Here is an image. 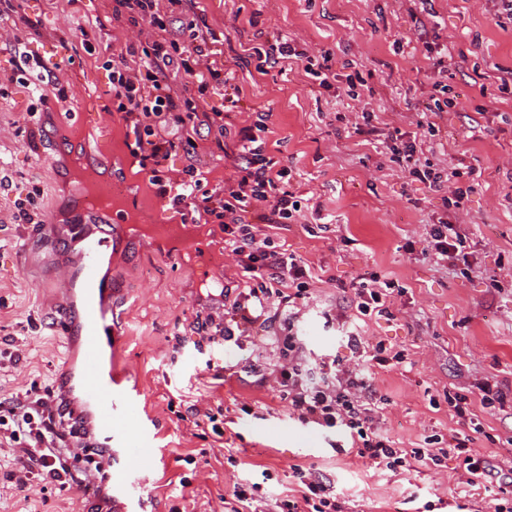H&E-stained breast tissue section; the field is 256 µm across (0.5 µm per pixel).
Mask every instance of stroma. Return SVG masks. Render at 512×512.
Masks as SVG:
<instances>
[{
  "label": "stroma",
  "instance_id": "stroma-1",
  "mask_svg": "<svg viewBox=\"0 0 512 512\" xmlns=\"http://www.w3.org/2000/svg\"><path fill=\"white\" fill-rule=\"evenodd\" d=\"M217 39L211 52L227 63L238 103L224 136L201 133L189 153L168 163L178 178L195 160L209 186L236 176L238 131L254 112L272 113L268 150L292 171L310 203L296 223L277 229L289 252L313 274L295 320L304 363L331 359L366 364L349 335L403 352L393 370L375 369L374 386L387 403L376 427L402 448H420L427 436L458 430L444 392L471 398L482 426L473 448L499 461L512 440V87L501 90L497 70H512V20L496 0H192ZM114 0H0V402L30 386L67 383L80 391L81 352L76 337L57 323L65 305L80 306L81 281L61 282L72 245L54 239L66 222L98 228L104 215L75 209L86 188L69 162L123 187L113 204V244L103 272L112 297L126 312L123 343L112 368L125 373L141 396L134 408L151 432L156 468L146 481L143 512H219L221 495L252 481L254 497L290 487L293 466L310 468L343 512H493L498 491L462 492L460 460L438 468L374 469L349 453L342 429L301 423L252 368L275 364L282 319L251 337L215 349L192 323L223 301L225 287L242 276L224 252L216 224L182 222L169 199L157 195L126 146L120 114L100 118L94 102L108 91L103 64L113 47L148 40L147 26L114 19ZM38 22L31 30L30 22ZM84 27L85 35L71 31ZM290 40L312 56L328 54L337 83L353 79L357 101L323 90L292 69L258 70V50ZM447 49L444 71L434 75L427 47ZM51 66L50 80L67 92L28 115L31 91L13 82L22 60ZM448 86L452 109L419 120L433 107L434 79ZM373 113V133L354 131L361 112ZM40 129L36 142L27 130ZM401 130L422 158L441 166H468L460 182L470 192L460 211L448 210L443 192L411 180L392 162L388 136ZM40 187L41 223L18 224L14 202ZM320 207L326 230L314 227ZM176 226V235L148 234L137 217ZM457 224L469 254L465 265L435 263L425 227ZM377 276L394 283L392 314L360 315L351 286ZM22 340V359L11 360V340ZM498 384L503 405L488 410L479 387ZM222 409L232 419L224 435L188 416L190 403ZM11 458L0 455V512H88L95 490L80 491L33 479L16 488Z\"/></svg>",
  "mask_w": 512,
  "mask_h": 512
}]
</instances>
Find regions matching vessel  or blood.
I'll return each mask as SVG.
<instances>
[{"label": "vessel or blood", "instance_id": "1", "mask_svg": "<svg viewBox=\"0 0 512 512\" xmlns=\"http://www.w3.org/2000/svg\"><path fill=\"white\" fill-rule=\"evenodd\" d=\"M111 236L112 227L106 224L98 233L83 237L75 255L83 302L75 315L65 316L64 323L66 331L75 332L82 344L83 393L95 408L98 428L121 450L115 467L116 489L130 512H140L145 478L153 468V448L141 438V424L129 418V410L136 402L132 388L106 361L108 352L120 345L125 317L120 307L104 304L112 294L111 281L101 274Z\"/></svg>", "mask_w": 512, "mask_h": 512}]
</instances>
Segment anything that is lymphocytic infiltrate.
I'll use <instances>...</instances> for the list:
<instances>
[{"label":"lymphocytic infiltrate","mask_w":512,"mask_h":512,"mask_svg":"<svg viewBox=\"0 0 512 512\" xmlns=\"http://www.w3.org/2000/svg\"><path fill=\"white\" fill-rule=\"evenodd\" d=\"M116 0L117 8L128 11L133 24L150 29L141 48L127 46L106 60L109 93L134 140L128 149L142 169L151 174L159 195L171 196L173 206L193 222L218 221L224 231V244L236 266L245 276L242 291L222 310L208 311L195 329L209 343L219 345L230 338L228 322H235L241 333L267 327L272 309L297 307L306 296L312 279L303 260L288 252L271 235L242 222V212L254 211L264 224H291L302 210L303 195L292 182L290 169L267 150L266 135L272 114L253 113L249 125L239 131V176L225 184L223 191H208L196 164L183 167L179 182L165 174V164L183 145L192 144L201 128H223L224 112L217 109L201 115L196 100L217 86L227 88L225 67L211 61L209 44L216 36L208 25L197 20H177L175 6L182 0ZM139 53L138 68H131L126 57ZM394 160L413 180L439 189L447 188L446 207L460 208L468 188L459 186L460 169H448L421 161L414 141L401 131L390 135ZM427 248L438 263L466 261L462 236L456 225L442 220L427 225ZM280 360L269 372L272 389L288 404L292 415L304 423L349 432L359 458L373 467L396 470L419 463L440 465L448 455L462 460L461 485L477 488L495 477L486 458L470 448L471 438L463 432L450 434L446 446L406 449L375 427V415L384 397L378 396L366 368L340 360L323 363L321 382L311 383L304 372L301 346L293 321H286L285 334L278 339ZM73 398L62 390L30 386L12 397L0 425V447L9 449L15 465L10 477L18 488H27L31 476L85 487L95 482L98 470L71 469L64 455L71 447L106 460L110 449L99 447L94 429L84 414L75 413ZM296 492L273 494L267 512H342L335 495L313 470L294 467Z\"/></svg>","instance_id":"1"}]
</instances>
